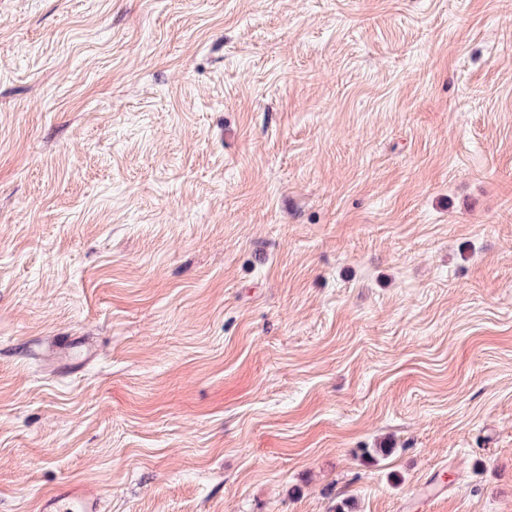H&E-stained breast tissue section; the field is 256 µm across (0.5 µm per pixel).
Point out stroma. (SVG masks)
Segmentation results:
<instances>
[{"instance_id":"1","label":"stroma","mask_w":512,"mask_h":512,"mask_svg":"<svg viewBox=\"0 0 512 512\" xmlns=\"http://www.w3.org/2000/svg\"><path fill=\"white\" fill-rule=\"evenodd\" d=\"M64 482L512 512V0H0V512ZM49 349L66 357L71 349L78 348L79 357L83 358L84 364L91 363L96 357V351L91 344L81 342L74 343L72 341L58 340L52 342Z\"/></svg>"}]
</instances>
